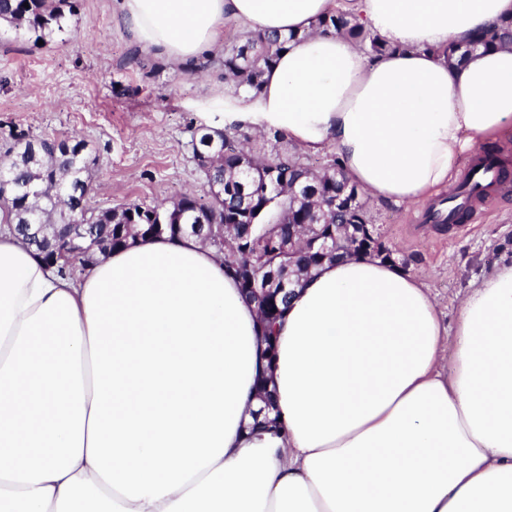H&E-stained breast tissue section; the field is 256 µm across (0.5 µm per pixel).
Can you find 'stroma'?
<instances>
[{"mask_svg": "<svg viewBox=\"0 0 512 512\" xmlns=\"http://www.w3.org/2000/svg\"><path fill=\"white\" fill-rule=\"evenodd\" d=\"M112 2L79 0L63 37L39 47L0 28V162L8 149L1 135L10 128L38 137L75 136L98 158L91 207L203 195L208 186L193 140L239 89L225 81L222 57L194 73L141 52ZM361 201L392 261L425 284L448 327L456 325L466 288L512 258V189L480 203L467 231L429 223L426 203L367 195Z\"/></svg>", "mask_w": 512, "mask_h": 512, "instance_id": "obj_1", "label": "stroma"}]
</instances>
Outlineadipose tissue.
Segmentation results:
<instances>
[{
	"mask_svg": "<svg viewBox=\"0 0 512 512\" xmlns=\"http://www.w3.org/2000/svg\"><path fill=\"white\" fill-rule=\"evenodd\" d=\"M339 9L389 51L317 29ZM114 10L179 69L218 54L228 20L287 37L227 119L333 147L375 198L425 200L477 142L512 133V44L448 58L512 0ZM261 374L274 424L254 430ZM0 512H512V260L469 288L452 331L393 262L325 263L268 361L255 307L200 239H139L74 278L0 217Z\"/></svg>",
	"mask_w": 512,
	"mask_h": 512,
	"instance_id": "adipose-tissue-1",
	"label": "adipose tissue"
}]
</instances>
